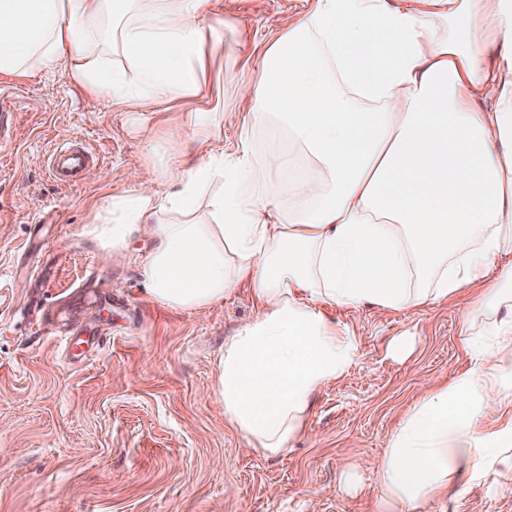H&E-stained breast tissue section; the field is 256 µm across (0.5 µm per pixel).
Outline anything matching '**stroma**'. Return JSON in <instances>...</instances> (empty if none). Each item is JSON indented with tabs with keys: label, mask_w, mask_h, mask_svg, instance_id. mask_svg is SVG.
Here are the masks:
<instances>
[{
	"label": "stroma",
	"mask_w": 512,
	"mask_h": 512,
	"mask_svg": "<svg viewBox=\"0 0 512 512\" xmlns=\"http://www.w3.org/2000/svg\"><path fill=\"white\" fill-rule=\"evenodd\" d=\"M304 0H216L224 22L209 100L159 105L147 119L88 105L67 70L0 77V512H382L374 464L423 383L468 360L449 298L416 313L333 309L358 338L339 381L316 393L284 455L253 449L213 392L224 339L254 312L248 288L202 311L148 296L149 241L110 253L97 239L112 198L155 183L154 155L189 131L235 143L250 110L233 87ZM73 140L98 161L79 185L53 181L47 156ZM409 338L405 354L396 342ZM423 512H512V480L456 485Z\"/></svg>",
	"instance_id": "obj_1"
}]
</instances>
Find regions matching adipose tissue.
Segmentation results:
<instances>
[{
  "instance_id": "adipose-tissue-1",
  "label": "adipose tissue",
  "mask_w": 512,
  "mask_h": 512,
  "mask_svg": "<svg viewBox=\"0 0 512 512\" xmlns=\"http://www.w3.org/2000/svg\"><path fill=\"white\" fill-rule=\"evenodd\" d=\"M214 0H0V76L68 68L89 100L202 99L221 39ZM117 39L123 68L98 50ZM237 97L234 151L194 138L166 190L113 198L100 238L154 243L149 297L196 311L248 287L224 340V419L264 456L306 429L316 392L358 355L330 308L414 312L467 290L468 369L424 386L376 464L385 505L420 512L455 481L512 477V0H305ZM278 127L288 149L257 152ZM296 207L284 211L282 193Z\"/></svg>"
}]
</instances>
